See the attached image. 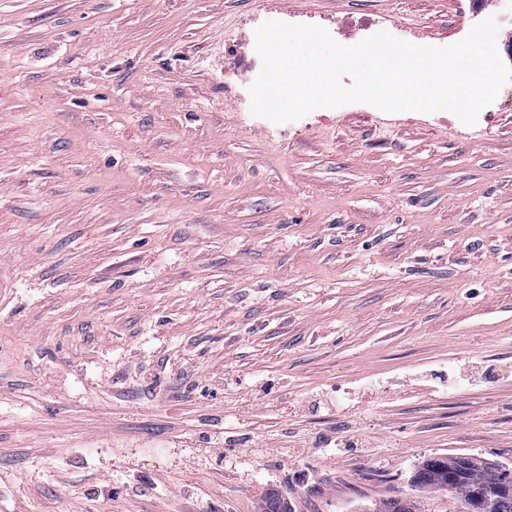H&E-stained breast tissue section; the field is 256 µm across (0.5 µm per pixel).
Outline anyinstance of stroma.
<instances>
[{
    "label": "stroma",
    "instance_id": "35a3bbf8",
    "mask_svg": "<svg viewBox=\"0 0 512 512\" xmlns=\"http://www.w3.org/2000/svg\"><path fill=\"white\" fill-rule=\"evenodd\" d=\"M499 11L0 0V512H461L424 458L512 467V84L472 127L248 92L267 20L443 47Z\"/></svg>",
    "mask_w": 512,
    "mask_h": 512
}]
</instances>
